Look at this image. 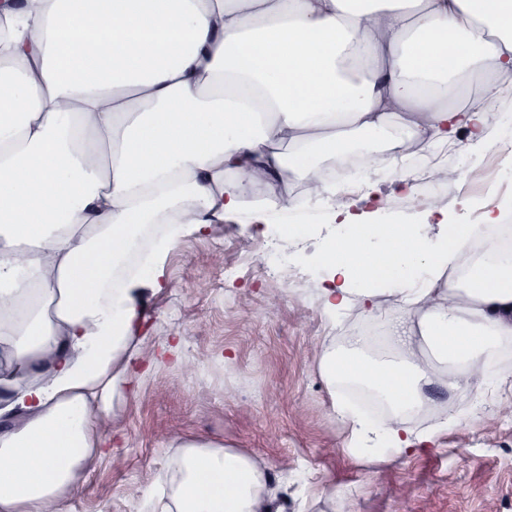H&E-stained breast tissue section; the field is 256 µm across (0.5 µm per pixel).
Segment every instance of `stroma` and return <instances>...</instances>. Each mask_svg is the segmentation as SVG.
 Segmentation results:
<instances>
[{"label":"stroma","mask_w":512,"mask_h":512,"mask_svg":"<svg viewBox=\"0 0 512 512\" xmlns=\"http://www.w3.org/2000/svg\"><path fill=\"white\" fill-rule=\"evenodd\" d=\"M448 164L461 180L448 182L439 202L460 219L462 192L477 190L494 159L461 151ZM354 178L376 183L377 221L416 224L424 216V200L402 197L396 172L379 167ZM289 191L284 210L268 186L252 187L263 223L244 214L182 238L158 286L142 287L144 328L131 342L143 359L139 393L116 396L112 454L67 496L65 512H150L171 491L177 444L200 437L255 459L285 512H344L349 503L357 512H512V395L494 385L426 386L433 415L407 426L425 432L448 415L447 430L402 453L358 455L357 437L332 409L346 392L324 380L319 357L344 349L359 330L385 331L386 320L355 307L333 325L321 286L328 274L323 245L336 226L303 184ZM266 247L288 263L290 277L261 269ZM228 264L237 278L213 290ZM188 363L195 374L185 373ZM398 484L405 498L393 496Z\"/></svg>","instance_id":"35a3bbf8"}]
</instances>
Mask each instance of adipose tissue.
I'll return each mask as SVG.
<instances>
[{
    "label": "adipose tissue",
    "mask_w": 512,
    "mask_h": 512,
    "mask_svg": "<svg viewBox=\"0 0 512 512\" xmlns=\"http://www.w3.org/2000/svg\"><path fill=\"white\" fill-rule=\"evenodd\" d=\"M0 512H45L106 453L117 383L133 385L136 288L157 282L169 248L249 207L256 182L280 205L305 182L337 225L323 256L324 306L377 317L400 362L358 348L324 353L328 382L356 378L391 407L376 424L338 417L366 452L412 448L432 362L449 389L480 387L512 338V244L456 271L477 227L367 221L330 189L321 154L356 137L393 142L373 166L402 171L417 152L493 145L479 106L451 107L458 74L512 71V0H0ZM161 232L135 270L145 225ZM175 487L153 512H283L248 455L181 443Z\"/></svg>",
    "instance_id": "ef3b65f1"
}]
</instances>
